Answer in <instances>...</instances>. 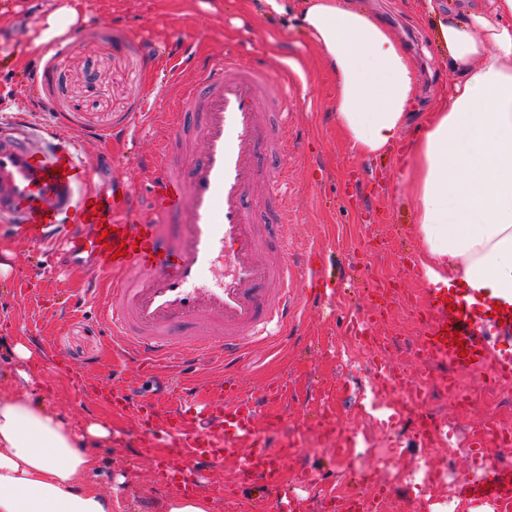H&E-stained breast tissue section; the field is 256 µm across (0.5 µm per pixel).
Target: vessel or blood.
<instances>
[{
  "mask_svg": "<svg viewBox=\"0 0 512 512\" xmlns=\"http://www.w3.org/2000/svg\"><path fill=\"white\" fill-rule=\"evenodd\" d=\"M174 62L192 78L179 100L152 115L170 135L139 166L146 190L119 177L97 185L62 126L36 136L20 117L0 135V217L18 236L51 246L56 268L85 274L73 308L98 301L123 361L145 374L166 359L224 366L225 375L205 386L186 384L174 405L159 397L135 402L114 387L107 396L117 411L137 409L145 446L165 441L160 468L186 493L205 485L228 500L251 484L279 489L289 453L272 438L281 416L258 412L286 384L246 391L234 368L254 343L287 332L323 276L310 256L295 260L287 239L269 231L288 223V204L278 171L260 155L288 156L287 91L267 70L226 56L202 63L184 48ZM122 245L126 255L114 257ZM414 316L423 327L420 376L445 383L456 367L512 379V305L497 313L477 292L432 288ZM228 461L231 476L204 483L206 469ZM466 461L458 500L470 512H512V469L484 463L477 441Z\"/></svg>",
  "mask_w": 512,
  "mask_h": 512,
  "instance_id": "b4317fda",
  "label": "vessel or blood"
}]
</instances>
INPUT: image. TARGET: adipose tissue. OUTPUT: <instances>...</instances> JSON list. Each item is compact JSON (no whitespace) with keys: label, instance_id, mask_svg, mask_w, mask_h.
Wrapping results in <instances>:
<instances>
[{"label":"adipose tissue","instance_id":"1","mask_svg":"<svg viewBox=\"0 0 512 512\" xmlns=\"http://www.w3.org/2000/svg\"><path fill=\"white\" fill-rule=\"evenodd\" d=\"M448 53V86L407 147L403 184L425 249L426 278L512 303V0L443 12L419 0ZM298 26L336 88V125L361 156L389 152L419 92L402 43L356 0H303ZM33 352L16 343L0 362V512H117L127 489L97 485L101 458L89 439L37 399Z\"/></svg>","mask_w":512,"mask_h":512}]
</instances>
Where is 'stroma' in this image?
Listing matches in <instances>:
<instances>
[{
	"instance_id": "35a3bbf8",
	"label": "stroma",
	"mask_w": 512,
	"mask_h": 512,
	"mask_svg": "<svg viewBox=\"0 0 512 512\" xmlns=\"http://www.w3.org/2000/svg\"><path fill=\"white\" fill-rule=\"evenodd\" d=\"M50 0H0L8 15L0 24V122L27 113L33 128L65 123L79 156L98 163L101 174L132 180L135 162L167 136L163 125H144L142 113L174 97L190 72L175 73L168 53L188 46L198 60L235 55L245 66L258 64L278 82L291 83L288 101V159L282 178L289 211L298 216L288 237L300 253L315 251L327 279L349 281L344 296L309 297L280 348L261 344L247 356L240 385L278 376L288 393L267 407L283 417L276 436L297 445L283 463L281 498L296 512H335L323 496L341 479L333 446L318 445L314 420L329 405L340 427H359L375 448L387 434L354 401L373 380L370 347L349 337L350 318L366 317L377 336L392 337L386 351L392 368L415 370L419 325L410 309L427 300L422 269L408 268L406 253L423 245L414 231V204L402 185L406 141L423 128L429 102L448 81V57L417 0H359L381 14L408 50L421 81V93L403 131L404 145L383 156L349 151L336 128L334 88L312 52L306 34L293 29L290 16L266 15L261 0H80L82 20L55 43L34 40ZM0 241L10 242L14 272L0 278V353L20 340L40 354L41 393L76 427L99 422L112 432L100 449L103 491L118 476L140 493L144 512L170 491L157 466L156 451L142 452L136 415L120 414L97 398L100 378L130 381L132 370L116 366L112 348L93 309L68 312L64 305L81 289L75 271L57 272L53 283L16 299L15 286L40 254L0 223ZM391 289L384 313H377L376 287Z\"/></svg>"
}]
</instances>
